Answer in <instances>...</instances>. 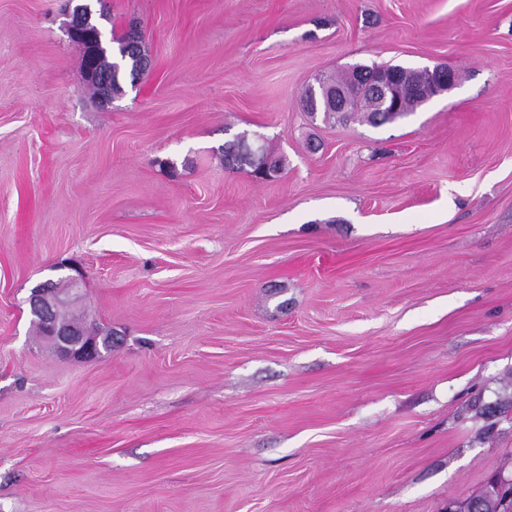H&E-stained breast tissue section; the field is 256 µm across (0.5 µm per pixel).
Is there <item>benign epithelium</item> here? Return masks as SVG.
<instances>
[{
    "mask_svg": "<svg viewBox=\"0 0 512 512\" xmlns=\"http://www.w3.org/2000/svg\"><path fill=\"white\" fill-rule=\"evenodd\" d=\"M90 16V8L84 3L76 4L69 13L70 20L66 23L69 38L85 46L88 64L84 75L88 81L98 79L94 65L95 36L87 29L85 19ZM430 93L417 100L422 106L435 96L451 89L457 82L456 71L442 65L423 68ZM364 73L358 70L351 77L350 83L344 88L321 89V93L330 105L336 106V112H347L352 99L360 92ZM371 92L379 98L383 106L391 111L400 110V90L393 78L380 76L370 81ZM60 271L57 279H48L31 289L27 303L32 313L38 318L42 329V338L58 353L73 359H91L101 353L102 336L88 329L81 323H64L55 315V309L68 306L80 298L84 285V273L80 267L67 261L56 265Z\"/></svg>",
    "mask_w": 512,
    "mask_h": 512,
    "instance_id": "1",
    "label": "benign epithelium"
}]
</instances>
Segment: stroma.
<instances>
[{"label": "stroma", "instance_id": "stroma-1", "mask_svg": "<svg viewBox=\"0 0 512 512\" xmlns=\"http://www.w3.org/2000/svg\"><path fill=\"white\" fill-rule=\"evenodd\" d=\"M66 2L0 0V512H448L512 471V0H99L148 54L108 106ZM436 64L391 124L299 107ZM244 131L279 177L225 169ZM63 260L94 359L31 324ZM421 72H425L426 74V81L430 86V93L417 100L414 112L433 97L447 92L456 84L458 79L456 71L445 68L442 65L425 67L421 69ZM365 73L357 70L351 77L350 83L344 88H329L323 85L321 89V82H317L316 86H309L300 97V106L307 112L310 117H315L316 114H323L324 119L336 118V112H349L352 99L360 92L361 82ZM321 89V93L325 100L331 106L336 104V112L334 109L325 107L321 104L320 99L315 95ZM339 102V103H338Z\"/></svg>", "mask_w": 512, "mask_h": 512}]
</instances>
